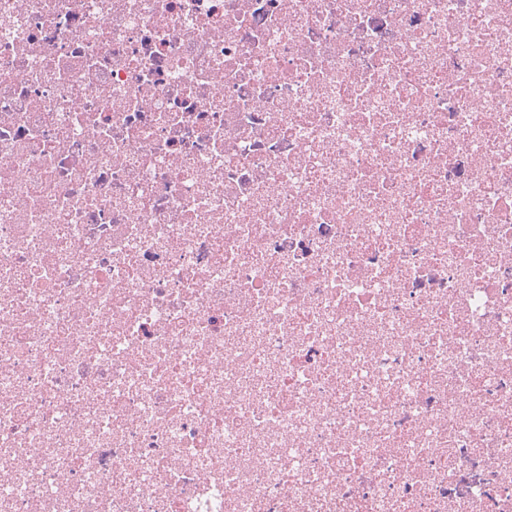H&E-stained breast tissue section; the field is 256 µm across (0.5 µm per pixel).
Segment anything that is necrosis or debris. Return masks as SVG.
I'll use <instances>...</instances> for the list:
<instances>
[{"label":"necrosis or debris","mask_w":512,"mask_h":512,"mask_svg":"<svg viewBox=\"0 0 512 512\" xmlns=\"http://www.w3.org/2000/svg\"><path fill=\"white\" fill-rule=\"evenodd\" d=\"M0 512H512V0H0Z\"/></svg>","instance_id":"obj_1"}]
</instances>
